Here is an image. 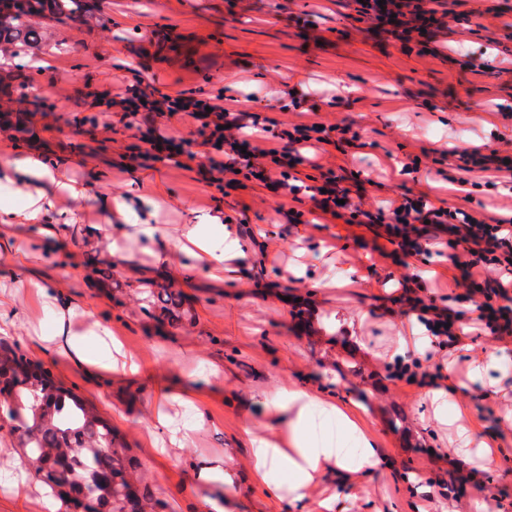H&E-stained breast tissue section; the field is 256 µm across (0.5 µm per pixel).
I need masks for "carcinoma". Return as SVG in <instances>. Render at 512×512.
<instances>
[{
    "label": "carcinoma",
    "mask_w": 512,
    "mask_h": 512,
    "mask_svg": "<svg viewBox=\"0 0 512 512\" xmlns=\"http://www.w3.org/2000/svg\"><path fill=\"white\" fill-rule=\"evenodd\" d=\"M79 0H9L0 9V48L18 53L40 45L31 20H83ZM0 410L20 433L37 478L56 494L65 512H156L144 478L128 471L112 425L91 404L55 381L43 364L0 347Z\"/></svg>",
    "instance_id": "obj_1"
}]
</instances>
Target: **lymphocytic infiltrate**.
<instances>
[{
    "instance_id": "obj_1",
    "label": "lymphocytic infiltrate",
    "mask_w": 512,
    "mask_h": 512,
    "mask_svg": "<svg viewBox=\"0 0 512 512\" xmlns=\"http://www.w3.org/2000/svg\"><path fill=\"white\" fill-rule=\"evenodd\" d=\"M356 12L357 22L376 21L405 45L413 42L428 46L437 32L448 27L437 9L430 7L429 0H361ZM119 105L131 129L138 128L143 119L151 123L158 117H188L195 126V138L178 133L159 137L149 126L140 134L144 153L160 161L165 150L187 155L197 143L225 153V160L210 163L215 173L214 184L234 186L233 176L238 173L248 180L260 179L275 191L305 195L315 210L332 218L346 212L351 221L384 225L389 242L406 255L425 252L430 231L447 232L449 243L455 247L448 256L457 272L455 284L475 289L481 296L476 304L475 325L488 328L498 337L512 335V291L502 279L503 274L512 273L511 224L492 216L479 218L460 207L435 206L425 193L415 198L403 193L369 211L362 202L351 201L349 189L340 187V178L332 168L321 172L322 186L305 184L300 168L309 164L310 159L303 152L304 146H356L360 136L350 126L322 128L315 122L296 123L281 130L275 142L262 148L255 135L264 131V117L232 96L226 97L224 103L210 105L182 94L173 97L142 90L120 98ZM496 297L501 299V306H493ZM408 304L410 311L423 315V323L433 330L435 339L443 338L450 344L460 341L464 333L462 313L424 303L418 297L409 298Z\"/></svg>"
}]
</instances>
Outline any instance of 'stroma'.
Wrapping results in <instances>:
<instances>
[{
	"instance_id": "1",
	"label": "stroma",
	"mask_w": 512,
	"mask_h": 512,
	"mask_svg": "<svg viewBox=\"0 0 512 512\" xmlns=\"http://www.w3.org/2000/svg\"><path fill=\"white\" fill-rule=\"evenodd\" d=\"M84 23L52 18L41 24L43 63L17 69L0 55V165L41 156L57 179L82 187L85 197H61L78 218L53 242L32 224H1L10 255L0 256V292L13 295L20 318L6 344L49 368L55 378L107 418L125 456L151 477L166 512H210L202 463L223 459L234 475L224 488V512H485L500 501L512 512V337L468 329L452 347L432 343L399 350L408 320L400 281L421 271L415 294L437 306L476 317V299L455 287L447 234L425 257L400 263L383 257L381 227L327 219L291 224L290 199L250 185L218 189L203 176L205 156L156 161L114 106L128 86L143 81L160 92L198 99L257 98L268 117L294 123L289 92L307 96L325 124L352 123L364 146L318 152V163L360 173L366 204L405 190L426 191L456 204L445 182L452 160L430 155L480 147L512 154V0H446L468 23H452L436 38V53L401 49L385 33L360 32L353 0H84ZM108 113L111 129L99 120ZM420 156L416 176L396 177L394 165ZM473 214L512 219V191L473 178ZM105 195L140 197L162 243L130 241L111 229ZM223 214L241 245L223 280L178 249L187 226L208 232ZM120 246L127 262L112 261ZM167 252L172 262L159 261ZM112 278L95 284L98 262ZM360 279L357 288L341 280ZM321 287H312V280ZM185 301L176 326H159L161 287ZM74 309L73 329L86 351L100 356V331L109 328L136 374L75 365L65 348L37 350L57 329L54 310ZM421 362L441 371L445 390L434 409L419 379L399 375L398 363ZM200 391L197 412L177 398ZM286 390L307 391L352 412L361 434L333 417L311 415L299 438L312 448L357 453L367 435L382 459L377 472L328 467L304 500H293V475L273 465L263 483L251 477L250 430L269 426L286 435L267 403ZM163 407L170 427L155 425ZM464 414L474 445L456 449L452 420ZM194 421L184 447L174 429ZM497 457L486 465V457ZM17 436L0 430V512H43L41 486L27 474ZM24 487H14L16 475Z\"/></svg>"
}]
</instances>
